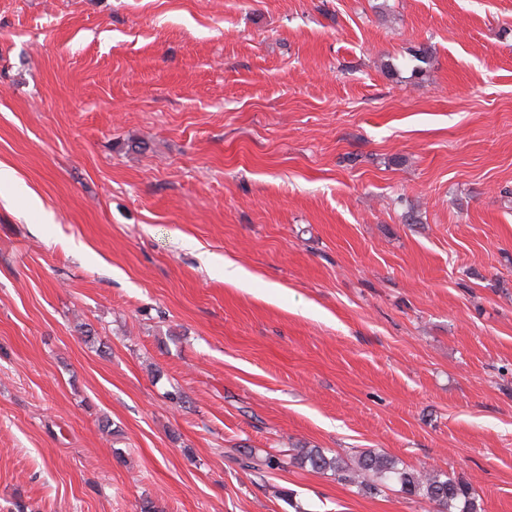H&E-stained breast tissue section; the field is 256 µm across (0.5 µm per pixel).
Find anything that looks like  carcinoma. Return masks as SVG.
Wrapping results in <instances>:
<instances>
[{"mask_svg": "<svg viewBox=\"0 0 512 512\" xmlns=\"http://www.w3.org/2000/svg\"><path fill=\"white\" fill-rule=\"evenodd\" d=\"M241 455L242 466L260 477L271 470H284L290 464H297L314 472H330L336 479L369 492H382L395 485L404 495L435 505L437 512L481 510L479 494L471 483L448 473L418 471L381 450L361 451L351 462L322 448H303L283 458H257L250 451Z\"/></svg>", "mask_w": 512, "mask_h": 512, "instance_id": "1", "label": "carcinoma"}]
</instances>
